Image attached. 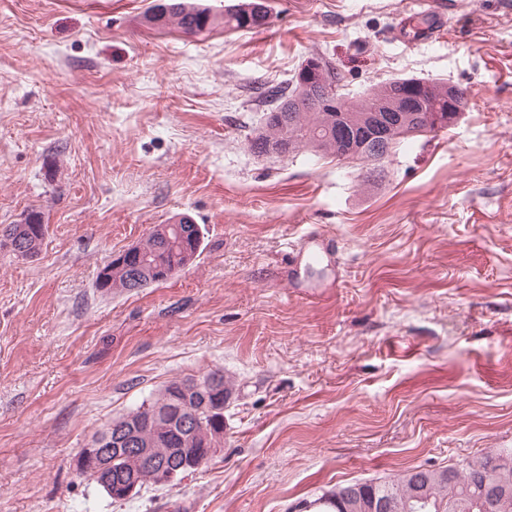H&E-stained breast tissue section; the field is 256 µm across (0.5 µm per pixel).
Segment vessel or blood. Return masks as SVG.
I'll return each mask as SVG.
<instances>
[{
    "instance_id": "vessel-or-blood-1",
    "label": "vessel or blood",
    "mask_w": 512,
    "mask_h": 512,
    "mask_svg": "<svg viewBox=\"0 0 512 512\" xmlns=\"http://www.w3.org/2000/svg\"><path fill=\"white\" fill-rule=\"evenodd\" d=\"M288 256L290 264L286 282L292 288L310 287L308 273L314 268L337 270L342 266L337 242L313 229L302 233L299 240L291 245Z\"/></svg>"
}]
</instances>
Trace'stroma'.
Segmentation results:
<instances>
[{
    "mask_svg": "<svg viewBox=\"0 0 512 512\" xmlns=\"http://www.w3.org/2000/svg\"><path fill=\"white\" fill-rule=\"evenodd\" d=\"M153 0H0V512H289L512 448V7L506 0H270L269 26L191 36ZM313 53L359 97L398 77L467 91L457 122L401 144L381 181L333 157L259 156L256 86ZM187 214L203 251L102 294L100 270ZM341 280L282 277L306 228ZM236 383L224 448L116 502L74 460L168 381ZM29 222L27 224L19 222L18 224H8L1 233L3 237L9 232V236H14L20 240V244L26 248L29 258L33 257L40 249L42 242L47 233V224L41 212L36 210L28 211Z\"/></svg>",
    "mask_w": 512,
    "mask_h": 512,
    "instance_id": "35a3bbf8",
    "label": "stroma"
}]
</instances>
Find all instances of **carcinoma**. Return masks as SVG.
I'll list each match as a JSON object with an SVG mask.
<instances>
[{
	"instance_id": "obj_1",
	"label": "carcinoma",
	"mask_w": 512,
	"mask_h": 512,
	"mask_svg": "<svg viewBox=\"0 0 512 512\" xmlns=\"http://www.w3.org/2000/svg\"><path fill=\"white\" fill-rule=\"evenodd\" d=\"M271 5L268 0H236L235 3L224 6V12L214 13L193 0H157V3L143 16V23L151 28H176L187 35H199L222 26L228 31L256 30L270 24ZM313 65L314 72L319 77H326L334 82L338 80L331 63L323 56L313 53L305 60V66L300 68L291 83L286 86H272L258 92L259 102L267 106L266 114L270 118L260 126L251 130L246 137L247 146L255 154H262V149L268 141H274L291 146L289 153L309 152L313 155H329L338 160H363L370 163L372 168L369 176L382 175L383 158L366 146L352 154L347 153V146L355 141L363 143L367 138L382 132L386 134L390 148H395L401 142L427 134H436L451 127L447 123L440 127L428 115L448 111L452 106L458 110L466 105V99L460 98L448 101V83L438 80H424L414 98L416 110L408 113L409 122L401 123L394 112H378L379 119L368 118L377 101L391 95L406 94L407 78H395L389 82L375 84L362 96L352 100L342 98L332 108L303 107L294 113L292 122L280 123L272 113L288 103V100L300 96L309 86L310 76L305 67ZM29 222L26 224H9L0 232L9 234L20 240L26 248L28 256H34L40 249L47 233L41 212L28 211ZM167 225L158 224L142 240L143 256L148 258L139 270L140 278L145 285L157 283L158 276L164 269H170L180 264L179 254L166 240ZM134 270L131 264L112 260L100 271L96 288L103 293L114 290H129L130 279ZM183 380H172L148 402L142 403L133 410V419L141 423L142 440L152 448H179L181 455L190 457L202 447L204 439H209L219 447H224V415L207 413L202 417L203 430L195 436L181 437L163 417V411L172 406L173 396L170 392L178 389ZM236 392L234 382L223 379V388L208 398V404L213 406L219 402L230 404V397ZM453 482L434 481L429 484L424 497L420 501L412 500L411 486L406 476L396 480L375 482L373 489L366 498L392 497L397 500L402 512H448V500L466 502L464 512H483V485L497 486L507 484L497 502L496 512H512V469L507 472L487 471L480 479H475L471 471V461H466L460 467H450ZM315 503L313 512H352L348 503L337 501L328 493L312 499Z\"/></svg>"
}]
</instances>
